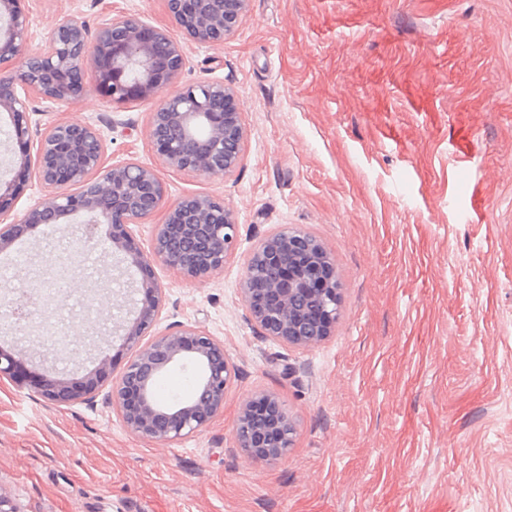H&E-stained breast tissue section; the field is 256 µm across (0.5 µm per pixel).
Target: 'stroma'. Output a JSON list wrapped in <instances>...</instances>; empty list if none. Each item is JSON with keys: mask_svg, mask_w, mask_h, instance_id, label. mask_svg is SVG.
Wrapping results in <instances>:
<instances>
[{"mask_svg": "<svg viewBox=\"0 0 512 512\" xmlns=\"http://www.w3.org/2000/svg\"><path fill=\"white\" fill-rule=\"evenodd\" d=\"M67 15L170 28L179 84L237 97L247 147L222 178L166 168L150 105H113L95 80L47 115L94 124L109 159L156 170L168 202L223 197L234 254L205 281L156 266V328L200 325L236 377L221 415L164 446L125 430L108 387L58 406L2 380L0 495L19 512H512V0H249L220 47L182 38L162 0H32L34 44ZM84 221L0 257L16 286L47 279L46 252L68 263L49 313L62 338L19 337L76 381L100 355L122 369L113 320L133 278ZM284 225L319 237L343 283L333 335L306 349L263 337L239 288L258 239ZM260 391L296 430L268 462L233 431Z\"/></svg>", "mask_w": 512, "mask_h": 512, "instance_id": "35a3bbf8", "label": "stroma"}]
</instances>
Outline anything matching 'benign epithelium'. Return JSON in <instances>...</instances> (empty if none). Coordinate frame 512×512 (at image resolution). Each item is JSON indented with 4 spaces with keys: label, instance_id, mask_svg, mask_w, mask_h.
Masks as SVG:
<instances>
[{
    "label": "benign epithelium",
    "instance_id": "1",
    "mask_svg": "<svg viewBox=\"0 0 512 512\" xmlns=\"http://www.w3.org/2000/svg\"><path fill=\"white\" fill-rule=\"evenodd\" d=\"M247 0H163L170 20L195 42L217 47L241 25ZM0 112L10 121L13 176L0 178V253L14 249L44 227L70 216L87 217L85 238L94 240L106 224L108 251L124 269L137 272L127 290L130 310L115 328L120 346L131 352L112 380V407L132 435L165 445L206 428L224 411V394L235 370L224 342L192 323L152 332L165 304L155 276L160 263L183 277L202 280L224 270L234 253L238 224L224 201L187 196L166 205L157 172L133 161H106V140L93 124L59 121L34 129L32 99L65 106L86 92L91 72L114 105H154L149 140L154 153L175 172L223 177L241 163L247 132L234 91L204 81L169 92L185 67L183 48L162 27L131 17L114 18L89 32L73 17L59 20L44 43L30 47L29 0H0ZM41 196L20 217L8 220L14 201L30 180ZM165 210L149 247L134 225ZM48 288L38 289L35 307L10 306L5 316L17 328H42L46 311L59 299L55 290L69 280L64 266L53 268ZM240 290L250 318L263 336L304 349L332 335L338 321L342 281L331 253L318 237L281 226L258 241L247 260ZM34 355L16 344L0 345V380L29 388L53 404L89 401L109 380L110 363L99 357L83 381L33 366ZM190 363L195 389L168 402L155 392L165 371ZM295 426L284 402L259 392L243 406L234 427L236 447L255 462L274 460L291 446Z\"/></svg>",
    "mask_w": 512,
    "mask_h": 512
}]
</instances>
